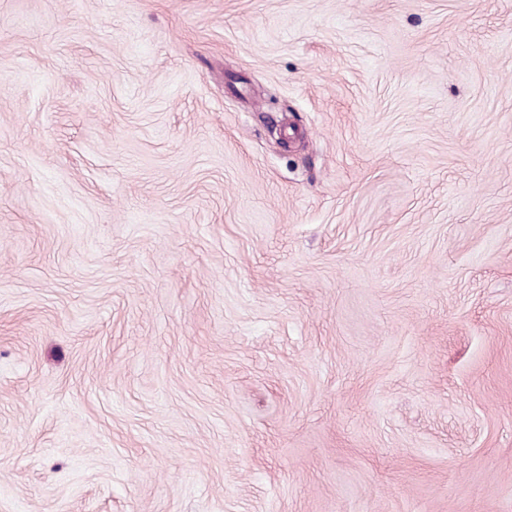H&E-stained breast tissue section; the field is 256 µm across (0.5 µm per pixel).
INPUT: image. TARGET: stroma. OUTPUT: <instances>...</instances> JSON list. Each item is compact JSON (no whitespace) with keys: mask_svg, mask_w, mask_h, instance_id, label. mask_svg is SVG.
<instances>
[{"mask_svg":"<svg viewBox=\"0 0 512 512\" xmlns=\"http://www.w3.org/2000/svg\"><path fill=\"white\" fill-rule=\"evenodd\" d=\"M0 512H512V0H0Z\"/></svg>","mask_w":512,"mask_h":512,"instance_id":"obj_1","label":"stroma"}]
</instances>
